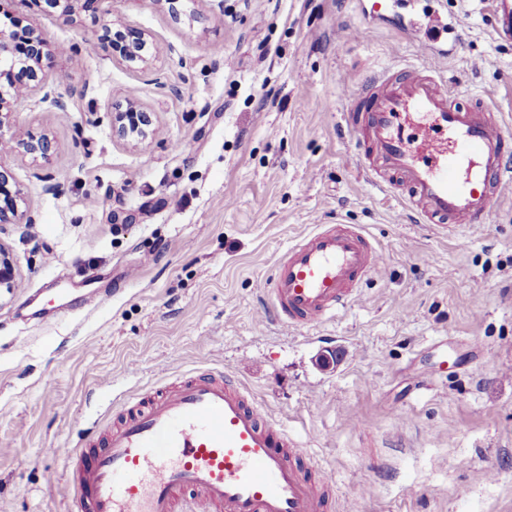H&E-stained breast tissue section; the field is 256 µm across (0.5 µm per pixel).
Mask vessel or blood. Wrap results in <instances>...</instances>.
<instances>
[{
    "mask_svg": "<svg viewBox=\"0 0 512 512\" xmlns=\"http://www.w3.org/2000/svg\"><path fill=\"white\" fill-rule=\"evenodd\" d=\"M493 5L494 33L510 42L512 0ZM412 113L429 122L418 137L403 133ZM343 129L359 143L350 164L439 233L487 223L512 194V127L428 67L364 79ZM381 262L359 227L316 225L263 282L269 314L291 328L320 324L354 302ZM302 454L230 375L198 369L137 395L117 424L86 427L65 491L74 512H328Z\"/></svg>",
    "mask_w": 512,
    "mask_h": 512,
    "instance_id": "vessel-or-blood-1",
    "label": "vessel or blood"
}]
</instances>
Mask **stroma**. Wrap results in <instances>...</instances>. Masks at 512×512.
I'll list each match as a JSON object with an SVG mask.
<instances>
[{"label":"stroma","instance_id":"stroma-1","mask_svg":"<svg viewBox=\"0 0 512 512\" xmlns=\"http://www.w3.org/2000/svg\"><path fill=\"white\" fill-rule=\"evenodd\" d=\"M396 9L114 0V24L147 40L131 64L93 13L0 0V29L47 42L42 85L0 119L53 143L6 160L28 221L0 226L21 278L0 293V512H68L55 488L88 419L110 424L194 368L233 373L287 425L335 512H512V197L454 236L414 222L348 164L336 83L431 67L492 92L512 125V43L491 0H414L419 26L468 18L435 51L390 22ZM68 90L83 98L63 112L52 95ZM129 97L153 116L142 142L112 134ZM336 222L361 226L382 267L319 327L266 316L276 260Z\"/></svg>","mask_w":512,"mask_h":512}]
</instances>
